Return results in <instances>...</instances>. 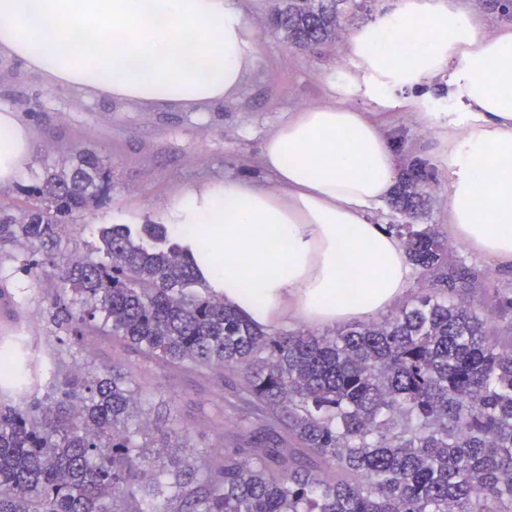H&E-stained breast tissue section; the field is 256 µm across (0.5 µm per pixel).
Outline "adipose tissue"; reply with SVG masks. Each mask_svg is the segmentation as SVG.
I'll return each instance as SVG.
<instances>
[{"label": "adipose tissue", "instance_id": "obj_1", "mask_svg": "<svg viewBox=\"0 0 512 512\" xmlns=\"http://www.w3.org/2000/svg\"><path fill=\"white\" fill-rule=\"evenodd\" d=\"M344 53L337 102L293 113L263 141L274 188L204 182L163 214L194 228L182 244L208 287L271 332L290 318L373 319L411 284L404 247L375 218L400 157L374 114L399 105L439 134L451 237L512 266V24L487 31L459 0H389L348 30ZM1 57L52 89L207 112L237 98L257 35L238 0H0ZM437 79L444 112L428 109ZM350 96L369 111L345 105ZM32 146L28 124L0 106V188L16 183Z\"/></svg>", "mask_w": 512, "mask_h": 512}]
</instances>
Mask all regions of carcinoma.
<instances>
[{"label": "carcinoma", "mask_w": 512, "mask_h": 512, "mask_svg": "<svg viewBox=\"0 0 512 512\" xmlns=\"http://www.w3.org/2000/svg\"><path fill=\"white\" fill-rule=\"evenodd\" d=\"M287 0L277 29L308 47L335 38L339 6ZM99 158L50 174L19 221L0 212V247L58 271L59 325L76 339L110 336L144 365L236 375L243 442L214 460L196 455L159 481L144 429L154 403L120 373H77L57 355L39 388L25 386L14 345L0 375V512H512V289L485 310L454 300L477 271L447 264L448 238L430 224H391L412 263L442 283L383 319L332 336L268 333L196 275L188 250L160 224L149 249L129 227L101 230L104 258L54 260L60 228L107 188ZM431 177L415 164L394 204L414 220ZM162 430L159 422L152 423Z\"/></svg>", "instance_id": "obj_1"}]
</instances>
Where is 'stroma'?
<instances>
[{
  "label": "stroma",
  "mask_w": 512,
  "mask_h": 512,
  "mask_svg": "<svg viewBox=\"0 0 512 512\" xmlns=\"http://www.w3.org/2000/svg\"><path fill=\"white\" fill-rule=\"evenodd\" d=\"M276 0H241L258 35L257 62L239 98L208 112L145 109L86 100L64 89L47 88L20 63L0 59V105L20 112L34 133L27 171L17 183L0 189V209L21 215L32 203L31 189L49 172L70 167L78 153H94L112 182L89 211L65 228L60 251L95 254L99 231L125 224L133 232L158 221L160 211L181 190L201 182L229 181L249 175L262 184L270 177L260 164L265 137L299 109L332 103L329 78L351 67L343 37L314 47L290 44L269 22ZM386 126L401 151L402 167L422 165L434 176L425 189L424 223L448 230L444 172L436 155L437 137L404 107L390 109ZM20 258H0L7 279L0 286V337L16 336L36 358L46 347L62 351L71 367L105 374L119 369L143 387L169 425L185 430L199 449L216 453L239 436L234 409H221L230 393L218 367L188 374L160 365L142 367L134 356L105 336H87L78 344L53 319L50 298L59 288L55 271L43 264L25 273Z\"/></svg>",
  "instance_id": "35a3bbf8"
}]
</instances>
